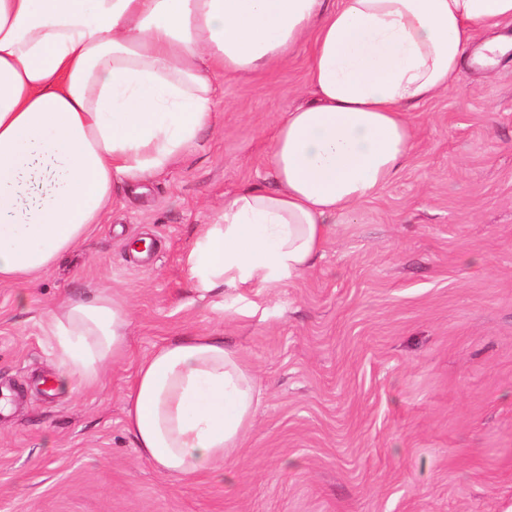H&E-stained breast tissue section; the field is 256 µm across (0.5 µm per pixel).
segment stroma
Wrapping results in <instances>:
<instances>
[{
	"label": "stroma",
	"instance_id": "1",
	"mask_svg": "<svg viewBox=\"0 0 512 512\" xmlns=\"http://www.w3.org/2000/svg\"><path fill=\"white\" fill-rule=\"evenodd\" d=\"M308 56L220 76L192 148L141 188L118 184L55 267L0 283V512H512V55L412 108L407 165L339 217L303 275L188 281L198 225L273 188L275 125L311 98ZM98 292L130 311L125 354L93 386L48 392L45 313ZM197 333L237 352L261 399L223 473L179 480L142 456L127 394L140 360Z\"/></svg>",
	"mask_w": 512,
	"mask_h": 512
}]
</instances>
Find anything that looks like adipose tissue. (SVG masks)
Masks as SVG:
<instances>
[{"instance_id":"obj_1","label":"adipose tissue","mask_w":512,"mask_h":512,"mask_svg":"<svg viewBox=\"0 0 512 512\" xmlns=\"http://www.w3.org/2000/svg\"><path fill=\"white\" fill-rule=\"evenodd\" d=\"M512 0H0V282L31 281L87 240L115 183L164 171L215 120L213 80L310 43L311 102L277 123L276 186L225 198L185 255L194 288H266L305 273L337 216L410 158L413 107L448 90L474 28ZM55 385L98 380L129 314L116 296L62 299L46 320ZM128 426L175 478L222 470L258 401L221 338L160 346L137 367Z\"/></svg>"}]
</instances>
